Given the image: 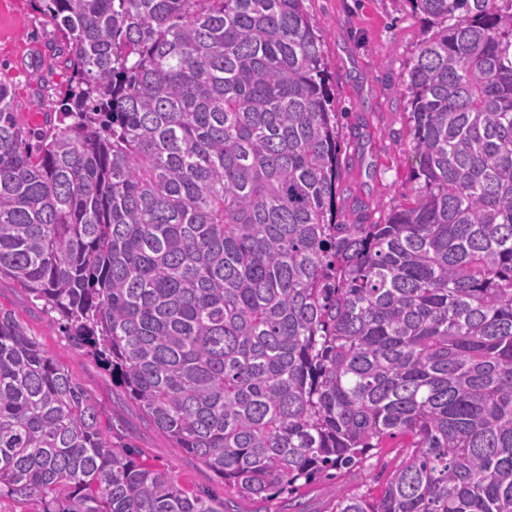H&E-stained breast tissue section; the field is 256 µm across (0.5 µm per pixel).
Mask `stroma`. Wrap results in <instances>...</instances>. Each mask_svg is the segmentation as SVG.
<instances>
[{"mask_svg":"<svg viewBox=\"0 0 512 512\" xmlns=\"http://www.w3.org/2000/svg\"><path fill=\"white\" fill-rule=\"evenodd\" d=\"M305 8L322 40L339 113V206L351 222L377 207H398L410 187L405 83L427 25L409 0H305ZM61 44L37 0H0V75L12 83L18 121L30 131L44 128L68 79L54 54ZM0 308L14 313L42 350L69 370L114 443L135 449L145 466L170 473L182 486L223 498V482L149 423L101 364L67 336L57 314L7 278L0 279ZM406 443L395 436L353 469L333 468L291 493L236 498L231 506L234 512H331L336 490L379 494L405 457Z\"/></svg>","mask_w":512,"mask_h":512,"instance_id":"stroma-1","label":"stroma"}]
</instances>
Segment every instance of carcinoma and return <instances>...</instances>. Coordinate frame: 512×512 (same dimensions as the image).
<instances>
[{
	"label": "carcinoma",
	"mask_w": 512,
	"mask_h": 512,
	"mask_svg": "<svg viewBox=\"0 0 512 512\" xmlns=\"http://www.w3.org/2000/svg\"><path fill=\"white\" fill-rule=\"evenodd\" d=\"M54 118L0 77V277L155 428L265 500L386 438L332 512H512V0H412L413 201L348 224L304 0H40ZM34 512H231L137 463L0 310V497Z\"/></svg>",
	"instance_id": "cac0c4a2"
}]
</instances>
